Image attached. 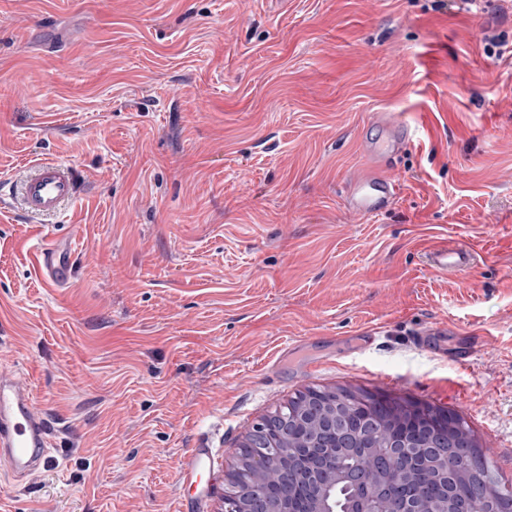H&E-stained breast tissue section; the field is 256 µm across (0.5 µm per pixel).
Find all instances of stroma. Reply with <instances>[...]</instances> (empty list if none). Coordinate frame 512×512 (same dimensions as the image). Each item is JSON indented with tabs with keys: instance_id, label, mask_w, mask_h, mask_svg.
<instances>
[{
	"instance_id": "35a3bbf8",
	"label": "stroma",
	"mask_w": 512,
	"mask_h": 512,
	"mask_svg": "<svg viewBox=\"0 0 512 512\" xmlns=\"http://www.w3.org/2000/svg\"><path fill=\"white\" fill-rule=\"evenodd\" d=\"M498 35L512 44V0H0V180L43 158L85 175L59 216L0 206V366L69 424L28 490L0 474V512H175L183 495L224 512L247 433L309 385L456 410L512 481ZM375 112L417 134L368 221L337 189ZM48 238L72 245L66 286L35 264ZM442 239L477 250L466 276L430 268ZM200 438L205 477L185 488ZM208 447L205 441L197 442L182 456L179 464L180 483L184 485L198 479L201 463L209 453Z\"/></svg>"
}]
</instances>
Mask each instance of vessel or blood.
<instances>
[{
	"instance_id": "b4317fda",
	"label": "vessel or blood",
	"mask_w": 512,
	"mask_h": 512,
	"mask_svg": "<svg viewBox=\"0 0 512 512\" xmlns=\"http://www.w3.org/2000/svg\"><path fill=\"white\" fill-rule=\"evenodd\" d=\"M371 127L381 129V140L360 134L359 147L369 160L368 169L354 173L340 186V197L349 215L369 220L389 210L397 184L393 177L395 156L411 141L412 135L398 119L375 114ZM84 175L71 164L46 159L16 170L10 183L19 195V210L29 217L53 215L69 202H75L82 190ZM430 268L448 277L470 270L476 250L454 240H440L427 252ZM37 264L44 278L56 285L67 284L73 274L70 246L43 243L37 252ZM56 432L39 409L27 377L17 368H0V465L13 479H34L49 465ZM209 452L201 441L180 460L179 480L188 484L199 476L200 466Z\"/></svg>"
}]
</instances>
